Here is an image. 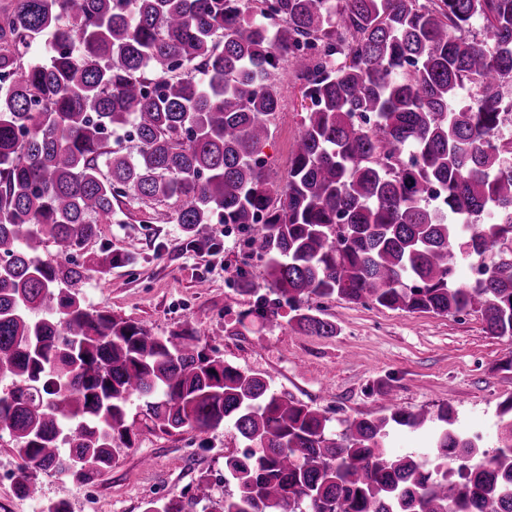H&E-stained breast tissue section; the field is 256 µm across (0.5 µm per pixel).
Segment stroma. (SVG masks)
<instances>
[{
    "instance_id": "1",
    "label": "stroma",
    "mask_w": 512,
    "mask_h": 512,
    "mask_svg": "<svg viewBox=\"0 0 512 512\" xmlns=\"http://www.w3.org/2000/svg\"><path fill=\"white\" fill-rule=\"evenodd\" d=\"M302 102L300 82L287 74L282 109L262 149L271 181L286 179L302 131ZM152 215L124 206L120 223L100 225L83 245L78 261L106 247L122 258L109 270L90 268L86 304L161 336L200 328L226 362L262 374L276 392L318 409L332 429L348 418L386 414L391 405L408 411L447 406L461 430L480 433L483 448L496 447L501 405L512 398V336H488L474 314L406 313L336 297L309 302L335 323V335L297 331L287 324V303L263 287L265 263L248 256L244 234L203 224L191 245L179 225L154 222ZM241 270L260 282L257 296L238 291ZM259 296L278 312L279 326L255 336L230 335V324ZM129 415L138 423L136 439L115 467L84 487L45 472L43 499L64 501L70 512H143L146 500L172 496L203 505L223 499L224 457L243 447L233 427L151 430L142 426L136 401ZM18 465L14 450L0 443V512H40V502L14 493Z\"/></svg>"
}]
</instances>
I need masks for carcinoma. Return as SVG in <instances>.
I'll return each instance as SVG.
<instances>
[{"label": "carcinoma", "instance_id": "carcinoma-1", "mask_svg": "<svg viewBox=\"0 0 512 512\" xmlns=\"http://www.w3.org/2000/svg\"><path fill=\"white\" fill-rule=\"evenodd\" d=\"M44 33L46 58L24 61ZM289 69L310 105L280 187L261 149ZM510 125L512 0H0V440L22 461L16 495L40 498L44 471L83 486L112 469L135 397L163 432L239 434L233 490L202 512H512V419L491 453L448 408L337 433L197 329L159 336L88 306L74 259L120 199H173L189 238L250 232L310 335H336L306 306L336 296L512 336ZM462 254L482 277L457 282ZM277 316L259 300L236 333ZM424 428L433 459L386 453Z\"/></svg>", "mask_w": 512, "mask_h": 512}]
</instances>
